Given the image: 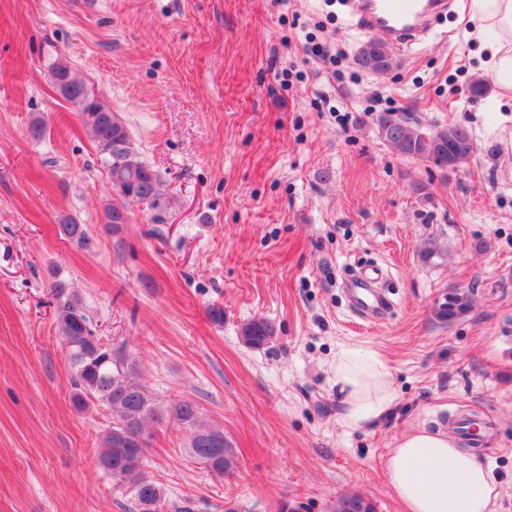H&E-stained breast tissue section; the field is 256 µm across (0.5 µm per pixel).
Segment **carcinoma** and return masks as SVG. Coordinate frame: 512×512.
<instances>
[{
  "instance_id": "cac0c4a2",
  "label": "carcinoma",
  "mask_w": 512,
  "mask_h": 512,
  "mask_svg": "<svg viewBox=\"0 0 512 512\" xmlns=\"http://www.w3.org/2000/svg\"><path fill=\"white\" fill-rule=\"evenodd\" d=\"M355 64L363 72L384 74L392 69L394 58L380 41L368 39L360 47ZM65 77L70 86L62 97L79 112L85 132L106 164L112 190L122 199L119 206L104 205L105 223L112 232H118L127 223L131 206L163 213L169 203L166 186L138 155L125 123L69 65L54 63L50 68L53 85L59 86ZM376 125L379 137L400 156L442 168L450 157L465 163L475 152L472 137L460 125L425 130L393 111L379 113ZM59 233L86 251L95 247L86 228L70 217L62 219ZM55 288L62 298L56 310L57 329L76 374L73 401L80 409L97 403L111 412L112 426L101 436L98 464L114 483L129 487L133 512H165L166 508L162 489L144 472L148 448L145 423L149 420L178 424L186 431L187 447L197 461L220 478L233 476L238 469V455L224 431L208 424L193 401L160 406L140 382L136 360L127 353L125 344L102 342L79 296L67 293L62 283ZM469 310L468 293L454 288L438 298L433 317L440 323H452ZM239 335L244 345L261 348L274 339L275 327L266 319H252L240 327ZM332 512H374V506L360 494H346L336 499Z\"/></svg>"
}]
</instances>
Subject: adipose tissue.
Segmentation results:
<instances>
[{
    "label": "adipose tissue",
    "instance_id": "1",
    "mask_svg": "<svg viewBox=\"0 0 512 512\" xmlns=\"http://www.w3.org/2000/svg\"><path fill=\"white\" fill-rule=\"evenodd\" d=\"M467 18L487 52L486 68L512 91V0H468ZM329 369L342 396L343 424L364 429L395 405L391 362L360 343L337 347ZM385 470L406 512H493L499 496L488 463L452 435L415 428L402 434Z\"/></svg>",
    "mask_w": 512,
    "mask_h": 512
}]
</instances>
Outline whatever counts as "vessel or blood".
Masks as SVG:
<instances>
[{
  "label": "vessel or blood",
  "mask_w": 512,
  "mask_h": 512,
  "mask_svg": "<svg viewBox=\"0 0 512 512\" xmlns=\"http://www.w3.org/2000/svg\"><path fill=\"white\" fill-rule=\"evenodd\" d=\"M350 14L360 28L394 49L420 43L431 29L433 17L448 8V0H346ZM380 276L371 269L353 285L358 308L367 316H379L384 305L372 284Z\"/></svg>",
  "instance_id": "1"
}]
</instances>
